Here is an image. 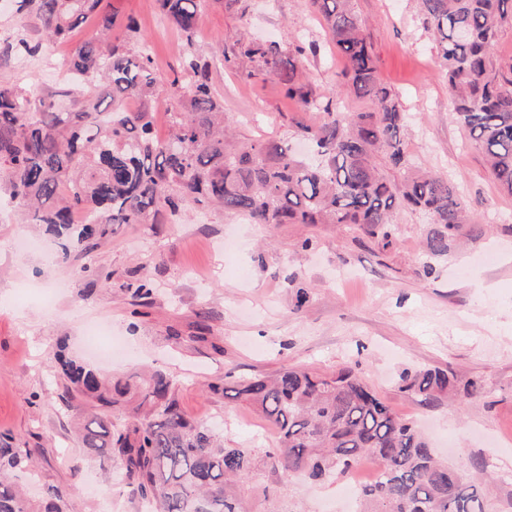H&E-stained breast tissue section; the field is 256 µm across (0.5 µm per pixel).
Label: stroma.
<instances>
[{"label":"stroma","mask_w":512,"mask_h":512,"mask_svg":"<svg viewBox=\"0 0 512 512\" xmlns=\"http://www.w3.org/2000/svg\"><path fill=\"white\" fill-rule=\"evenodd\" d=\"M376 56L379 76L407 116L409 159L454 180L482 233L463 240L421 271L426 216L402 211L386 250L363 231L333 224H251L213 209L187 212L175 224H110L91 256L61 259L54 239L16 211L0 212V434L41 449L32 495L54 485L73 512H143L126 492L118 458L89 460L77 428L88 407L62 400L63 382L47 357L58 339L87 360V326L125 337L124 362L109 375L147 368L175 376L185 415L213 426L228 447H275L273 428L252 409L206 390L232 373L238 379L284 367L333 373L355 369L401 417L420 424L454 465L483 462L490 476L487 512H512V196L501 192L486 157L448 109V80L413 0H352ZM118 19L133 18L152 49L157 93L154 125L169 130L170 83L180 70L184 38L163 20L155 0H103ZM87 34L48 44L25 69L0 61V86L32 100H52L59 79L49 65ZM258 38L288 49L294 39L319 43L301 61L316 95L339 90L336 57L307 0H207L195 49L213 60L212 83L241 138L293 142L313 113L285 97L256 63L222 65L238 43ZM91 273H83V266ZM149 276L154 294L144 314H130L126 283ZM308 300L295 308L298 288ZM179 331L180 341L170 340ZM452 369L459 380L483 377L486 392L434 408L400 392L406 367ZM335 480L268 470L229 486L242 512H357L334 496Z\"/></svg>","instance_id":"1"}]
</instances>
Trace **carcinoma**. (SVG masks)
Returning a JSON list of instances; mask_svg holds the SVG:
<instances>
[{
    "label": "carcinoma",
    "instance_id": "obj_1",
    "mask_svg": "<svg viewBox=\"0 0 512 512\" xmlns=\"http://www.w3.org/2000/svg\"><path fill=\"white\" fill-rule=\"evenodd\" d=\"M33 14L47 40L61 41L95 18L94 34L73 52L75 79L55 95L62 110L14 87L0 86V177L9 197L31 224H43L59 240L63 259L95 251L104 224H146L164 209L178 216L187 206H218L253 224H353L381 247L392 244L396 214L412 207L428 215L424 248L443 258L464 235H473L468 208L450 179L416 167L406 156L405 112L380 81L365 28L350 0H308L332 46L345 61L346 89L370 99L371 112L347 113L341 93L318 97L294 58L316 54L298 40L288 54L276 43L246 40L224 57L264 66L288 98L317 122L298 129L315 144L311 158L286 142H235L224 104L213 89L212 62L190 52L186 79L171 82L175 106L169 134L154 132L156 77L151 52L132 22L112 38L116 17L102 0H15ZM160 13L192 42L204 0H156ZM424 29L432 32L451 91L450 103L473 142L483 150L501 192L512 195V72H500L489 56L500 26L512 21V0H417ZM42 41L23 37L4 53L34 58ZM101 81L110 102L77 94ZM140 108L127 112L129 100ZM397 174L390 175L388 169ZM82 212V223L73 213ZM131 305L145 306L154 288L140 277L126 284ZM52 367L68 385L70 400L97 409L80 429L89 458L120 455L126 485L148 512H240L228 481L259 467L292 479L346 477L365 457L378 461L379 480L358 492L362 512H486L480 481L435 456L423 434L399 417L361 377L342 369L325 375L287 367L273 376L211 383L225 399L244 403L277 431L278 446L224 447L211 429L188 420L177 398V378L155 372L105 377L66 355L59 345ZM399 389L426 408L451 396L477 397L482 378L461 383L451 371L406 367ZM32 452L0 434V512H71L66 492L47 486L44 498L26 497L20 474Z\"/></svg>",
    "mask_w": 512,
    "mask_h": 512
}]
</instances>
